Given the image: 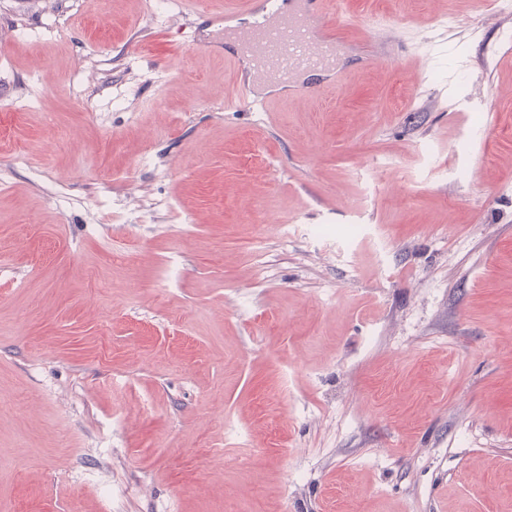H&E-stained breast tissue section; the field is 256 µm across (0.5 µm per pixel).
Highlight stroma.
<instances>
[{
  "label": "stroma",
  "mask_w": 512,
  "mask_h": 512,
  "mask_svg": "<svg viewBox=\"0 0 512 512\" xmlns=\"http://www.w3.org/2000/svg\"><path fill=\"white\" fill-rule=\"evenodd\" d=\"M201 8L0 0V512H512V13L234 112Z\"/></svg>",
  "instance_id": "obj_1"
}]
</instances>
